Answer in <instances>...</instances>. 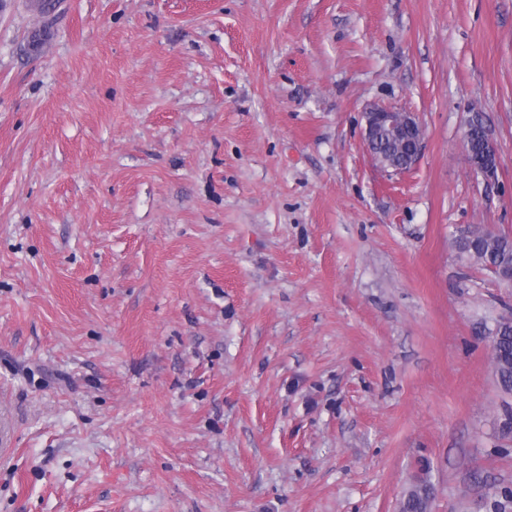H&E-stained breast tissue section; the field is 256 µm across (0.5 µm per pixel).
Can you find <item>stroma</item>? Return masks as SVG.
Instances as JSON below:
<instances>
[{
  "instance_id": "stroma-1",
  "label": "stroma",
  "mask_w": 512,
  "mask_h": 512,
  "mask_svg": "<svg viewBox=\"0 0 512 512\" xmlns=\"http://www.w3.org/2000/svg\"><path fill=\"white\" fill-rule=\"evenodd\" d=\"M36 2L0 0V512H399L423 458L431 512H491L512 284L453 236L512 234V0ZM364 119V142L371 157L374 158V151L372 149L371 142L372 136L376 137L375 141L377 142L380 134H384L386 132L406 133L414 128H417L420 132L416 145L420 155L424 139V129L413 113L402 112L391 107L373 105L367 108L364 112ZM489 335L493 372L502 391L512 394V319L499 320Z\"/></svg>"
}]
</instances>
